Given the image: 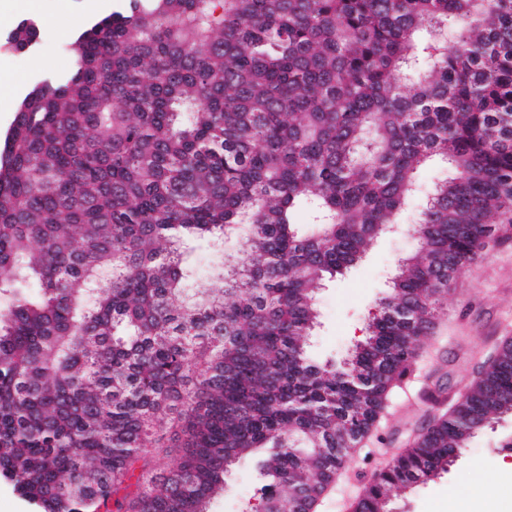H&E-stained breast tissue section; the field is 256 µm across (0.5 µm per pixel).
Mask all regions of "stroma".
<instances>
[{"label": "stroma", "instance_id": "35a3bbf8", "mask_svg": "<svg viewBox=\"0 0 512 512\" xmlns=\"http://www.w3.org/2000/svg\"><path fill=\"white\" fill-rule=\"evenodd\" d=\"M123 0H0V138L11 127L15 108L36 83L68 73L75 25L119 10ZM34 21L39 35L26 50L11 47L10 36L24 21ZM417 247L405 233L377 239L366 255L344 275L326 282L316 296L319 324L310 341L320 361L343 360L363 338L366 318L388 293L398 261ZM512 337V224H501L483 256L461 272L443 302L434 339L419 351L408 375L387 405L376 439L359 448L347 470L320 500L317 512H343L348 492L360 491L374 471L404 448L425 424L428 397L436 388L455 398L464 393L495 343ZM512 417L504 416L471 439L447 472L413 488L396 490L393 512H448L464 495L468 479L493 483L501 461L512 462ZM262 453L242 458L233 468L224 496L213 499L209 512H247L261 486Z\"/></svg>", "mask_w": 512, "mask_h": 512}]
</instances>
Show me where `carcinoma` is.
<instances>
[{
  "label": "carcinoma",
  "mask_w": 512,
  "mask_h": 512,
  "mask_svg": "<svg viewBox=\"0 0 512 512\" xmlns=\"http://www.w3.org/2000/svg\"><path fill=\"white\" fill-rule=\"evenodd\" d=\"M70 52L0 146V477L38 512H208L264 449L253 512H306L512 224V0H129ZM432 158L453 174L416 252L346 359L312 360L316 289L399 223ZM244 224L206 287L183 244L222 252ZM507 413L509 339L355 512Z\"/></svg>",
  "instance_id": "carcinoma-1"
}]
</instances>
